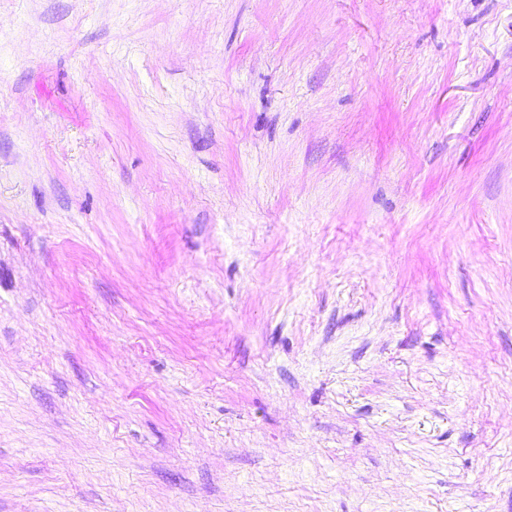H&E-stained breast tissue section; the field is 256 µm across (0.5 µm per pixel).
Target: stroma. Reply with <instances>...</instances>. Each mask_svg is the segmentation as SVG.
<instances>
[{
    "label": "stroma",
    "mask_w": 512,
    "mask_h": 512,
    "mask_svg": "<svg viewBox=\"0 0 512 512\" xmlns=\"http://www.w3.org/2000/svg\"><path fill=\"white\" fill-rule=\"evenodd\" d=\"M0 512H512V0H0Z\"/></svg>",
    "instance_id": "obj_1"
}]
</instances>
